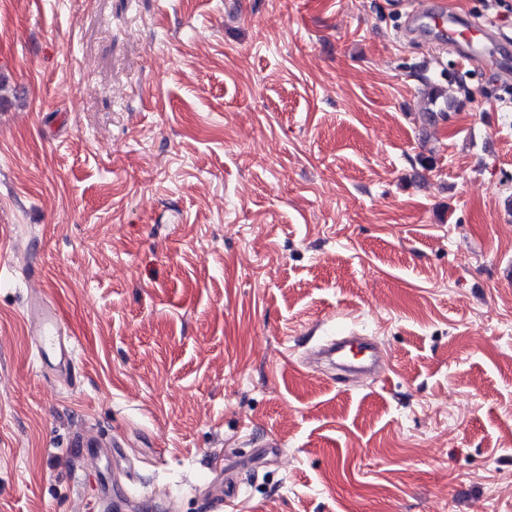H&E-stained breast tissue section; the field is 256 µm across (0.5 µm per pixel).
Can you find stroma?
Masks as SVG:
<instances>
[{
  "instance_id": "1",
  "label": "stroma",
  "mask_w": 512,
  "mask_h": 512,
  "mask_svg": "<svg viewBox=\"0 0 512 512\" xmlns=\"http://www.w3.org/2000/svg\"><path fill=\"white\" fill-rule=\"evenodd\" d=\"M423 5L512 50L496 0H0V512H101L115 445L136 512H512V80ZM350 331L384 378L289 358ZM416 18L433 30L444 41L459 45L463 58L467 61L484 60L497 68L506 78L511 79L512 65L506 59L496 57L490 46L496 42L492 38V29L484 25L464 22L456 14H435L428 11L416 14ZM422 81L424 82L426 101L421 118L426 123L431 124L435 122L438 117H445L447 114L445 110L448 109V105L451 106L455 104V100L448 99L446 90L431 83L429 78H423ZM25 319L34 328V344L41 358L54 361L60 372L73 365L75 349L63 336L62 328L46 301L36 299L25 311ZM239 493V487L234 479V475L227 474L224 478L221 493L215 501V507L219 509L224 508L225 512H238Z\"/></svg>"
}]
</instances>
